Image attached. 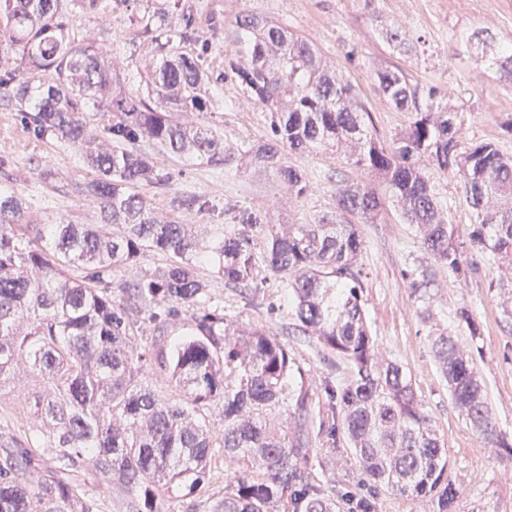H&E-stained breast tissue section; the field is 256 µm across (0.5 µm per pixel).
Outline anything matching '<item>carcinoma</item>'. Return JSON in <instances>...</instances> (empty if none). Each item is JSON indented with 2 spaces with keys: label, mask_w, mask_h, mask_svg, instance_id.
Wrapping results in <instances>:
<instances>
[{
  "label": "carcinoma",
  "mask_w": 512,
  "mask_h": 512,
  "mask_svg": "<svg viewBox=\"0 0 512 512\" xmlns=\"http://www.w3.org/2000/svg\"><path fill=\"white\" fill-rule=\"evenodd\" d=\"M382 35L407 45L400 26ZM135 36L155 55L146 92L130 95L103 44L67 39L62 0H0V101L18 105L34 135L80 153V193L101 215L99 224H28L24 199L0 185V384L41 381L27 393L38 435L0 433V512H93L74 484L41 465L38 448L62 469L84 463L124 489L127 512H161L174 483L199 493L204 512H340V501L316 485L312 459L336 454L342 443L366 480L394 495L428 497L432 512H457L462 491L448 477L444 440L405 367L378 352L371 336L353 271L362 241L352 219L370 222L390 200L416 225L428 258L461 275L455 225L433 192L430 164L462 178L473 239L509 261L512 158L492 143L464 142L460 112L434 89L420 101L396 68L375 71L373 81L388 105L413 119L380 138L357 84L307 39L253 14L236 19L231 38L247 63L226 54L224 67L246 100L270 113L272 137L228 151L212 121L224 93L187 51L196 41L190 7L173 0L162 12L144 11ZM482 54L512 81V43ZM94 110L112 113L108 144L88 123ZM189 112L197 113L192 124L182 120ZM143 140L157 153L140 151ZM342 144L353 166L382 179L384 194L363 180L338 188L336 206L311 224H271L269 213L238 205L228 208L232 228L206 241L199 225L160 212L136 191L166 181L161 161L179 157L229 173L258 169L301 198L309 185L288 156ZM150 251L165 255V265L135 272ZM200 264L245 290L263 273L284 277L295 329L341 357L349 383L339 391L327 384L323 395L291 384L286 344L211 313L192 315L195 334L172 347L139 344L142 313L164 304L177 317L207 296ZM70 266L87 274L70 277ZM114 271L129 276L114 282ZM432 348L482 443L512 449L492 421L470 350L442 335ZM155 366L178 396L157 392L149 378ZM215 446L232 469L216 500L203 484Z\"/></svg>",
  "instance_id": "cac0c4a2"
}]
</instances>
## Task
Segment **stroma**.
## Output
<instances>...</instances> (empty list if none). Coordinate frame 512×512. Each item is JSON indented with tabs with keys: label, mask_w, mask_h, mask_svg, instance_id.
Returning <instances> with one entry per match:
<instances>
[{
	"label": "stroma",
	"mask_w": 512,
	"mask_h": 512,
	"mask_svg": "<svg viewBox=\"0 0 512 512\" xmlns=\"http://www.w3.org/2000/svg\"><path fill=\"white\" fill-rule=\"evenodd\" d=\"M199 28L193 52L211 70L224 69L225 31L244 14H254L310 39L328 64L358 85L384 138L408 127L412 116L388 106L372 75L381 67L400 68L420 94L436 89L444 102L458 106L468 142H492L512 156V83L487 67L469 48L474 32L497 43L512 42V0H192ZM66 33L81 44L104 41L114 65L136 90L151 58L146 45H133L135 18L144 6L136 0L116 9L112 0H64ZM398 24L415 43L408 51L389 47L381 31ZM227 144L252 143L269 131L266 113L247 103L235 81L224 83V109L214 117ZM310 186L307 196L292 201L275 192L267 176L252 170L224 173L180 159L164 161L168 182L141 185L140 191L161 210H176L184 223L202 225L207 235L228 231L224 207L236 202L269 211L273 223L307 224L330 210L337 187L359 180L343 152L324 150L291 155ZM53 172L40 179L32 163ZM83 179L79 153L54 139H41L28 129L14 104L0 101V183L14 185L29 206L32 224L72 221L96 224L99 210L76 191ZM438 199L447 206L465 278H458L427 259L416 229L387 210L376 223H362V247L354 268L363 285L362 305L379 350L405 365L418 398L445 439L448 474L460 485L461 506L481 505L484 512H512V458L498 448L484 447L470 422L451 400L448 383L436 360L430 338L441 331L469 338L470 352L486 385L492 419L512 440V267L503 265L471 240L472 213L458 175L432 177ZM210 284L207 311L224 313L242 326L256 325L287 344L304 383L334 389L345 386L347 364L317 339L299 335L288 310L282 278L262 283L259 300L249 303L237 287L225 284L210 266L198 269ZM477 335H470L469 323ZM352 452L334 465L314 466L325 494L365 499L377 512H429L427 502L364 486ZM93 502L96 512H126L119 491L106 494L100 477L87 467L68 474Z\"/></svg>",
	"instance_id": "1"
}]
</instances>
